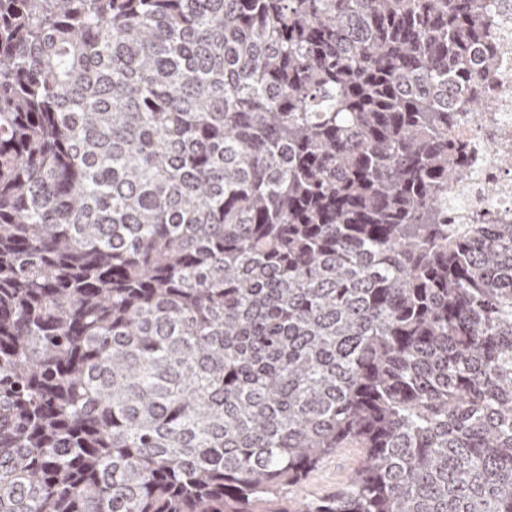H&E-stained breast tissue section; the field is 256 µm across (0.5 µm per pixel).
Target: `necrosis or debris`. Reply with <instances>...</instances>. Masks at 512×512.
Segmentation results:
<instances>
[{
    "label": "necrosis or debris",
    "instance_id": "necrosis-or-debris-1",
    "mask_svg": "<svg viewBox=\"0 0 512 512\" xmlns=\"http://www.w3.org/2000/svg\"><path fill=\"white\" fill-rule=\"evenodd\" d=\"M489 18L499 65L481 82L485 118L474 122L467 99H460L450 131L475 152L468 180L452 189L457 201L452 217L459 224L512 222V96L500 92L512 84V0H492Z\"/></svg>",
    "mask_w": 512,
    "mask_h": 512
}]
</instances>
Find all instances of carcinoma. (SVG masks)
Returning a JSON list of instances; mask_svg holds the SVG:
<instances>
[{
	"instance_id": "obj_1",
	"label": "carcinoma",
	"mask_w": 512,
	"mask_h": 512,
	"mask_svg": "<svg viewBox=\"0 0 512 512\" xmlns=\"http://www.w3.org/2000/svg\"><path fill=\"white\" fill-rule=\"evenodd\" d=\"M497 64L486 0H0V512H512ZM492 1L489 14L499 65L481 82L485 119L474 122L467 98L457 100L458 119L449 134L475 151L468 180L452 188L458 206L451 207L454 224H510L512 222V96L499 89L512 84V2ZM504 128L510 135L504 137ZM495 189L487 194V187ZM360 456L359 448L341 449L312 470L300 485L292 488L290 496L316 498L336 492L355 475Z\"/></svg>"
}]
</instances>
